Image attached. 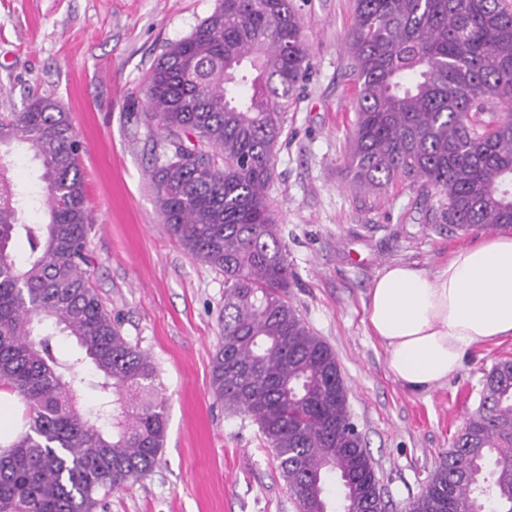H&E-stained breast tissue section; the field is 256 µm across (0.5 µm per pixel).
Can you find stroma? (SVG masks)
Listing matches in <instances>:
<instances>
[{
  "label": "stroma",
  "mask_w": 512,
  "mask_h": 512,
  "mask_svg": "<svg viewBox=\"0 0 512 512\" xmlns=\"http://www.w3.org/2000/svg\"><path fill=\"white\" fill-rule=\"evenodd\" d=\"M311 65L287 114L267 193L295 275L287 300L336 354L351 418L383 496L400 512L476 410L484 375L512 361V336L472 347L426 394L388 372L367 329V293L383 266L428 273L486 231L427 223L421 198L396 181L371 193L345 167L354 121L346 35L353 0H293ZM217 0H0V113L51 97L69 113L92 218L90 282L123 336L154 359L167 429L153 472L113 490L98 512H299L278 462L247 416L212 391L224 274L184 250L158 213L149 179L156 136L143 88L169 43Z\"/></svg>",
  "instance_id": "obj_1"
}]
</instances>
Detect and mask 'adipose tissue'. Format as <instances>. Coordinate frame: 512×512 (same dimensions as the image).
<instances>
[{"instance_id": "ef3b65f1", "label": "adipose tissue", "mask_w": 512, "mask_h": 512, "mask_svg": "<svg viewBox=\"0 0 512 512\" xmlns=\"http://www.w3.org/2000/svg\"><path fill=\"white\" fill-rule=\"evenodd\" d=\"M367 321L403 387L426 392L445 382L468 349L512 335V235L457 249L433 276L386 265L369 290Z\"/></svg>"}]
</instances>
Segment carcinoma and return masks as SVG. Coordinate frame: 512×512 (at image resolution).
I'll return each instance as SVG.
<instances>
[{
  "instance_id": "1",
  "label": "carcinoma",
  "mask_w": 512,
  "mask_h": 512,
  "mask_svg": "<svg viewBox=\"0 0 512 512\" xmlns=\"http://www.w3.org/2000/svg\"><path fill=\"white\" fill-rule=\"evenodd\" d=\"M346 41L353 184L378 192L406 181L436 199L450 232L512 229V4L354 0ZM310 61L292 0H217L146 81L144 117L161 148L150 178L171 235L224 272L216 399L255 420L301 512H388L336 354L286 300L293 270L266 194ZM78 150L52 98L0 114V384L28 415L0 453V512H96L99 492L144 479L164 445L157 366L90 285ZM19 152L39 163L34 195L9 174ZM26 208L43 220L25 221ZM63 336L81 352L60 356ZM87 364L90 409L79 401ZM401 512H512V361L485 376L478 408Z\"/></svg>"
}]
</instances>
